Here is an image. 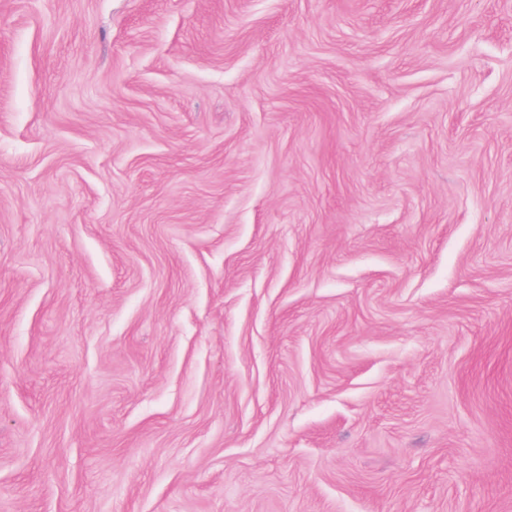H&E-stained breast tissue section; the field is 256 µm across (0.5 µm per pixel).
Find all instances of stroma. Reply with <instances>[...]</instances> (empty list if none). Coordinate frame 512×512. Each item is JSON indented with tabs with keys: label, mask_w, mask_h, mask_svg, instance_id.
I'll list each match as a JSON object with an SVG mask.
<instances>
[{
	"label": "stroma",
	"mask_w": 512,
	"mask_h": 512,
	"mask_svg": "<svg viewBox=\"0 0 512 512\" xmlns=\"http://www.w3.org/2000/svg\"><path fill=\"white\" fill-rule=\"evenodd\" d=\"M0 512H512V0H0Z\"/></svg>",
	"instance_id": "1"
}]
</instances>
